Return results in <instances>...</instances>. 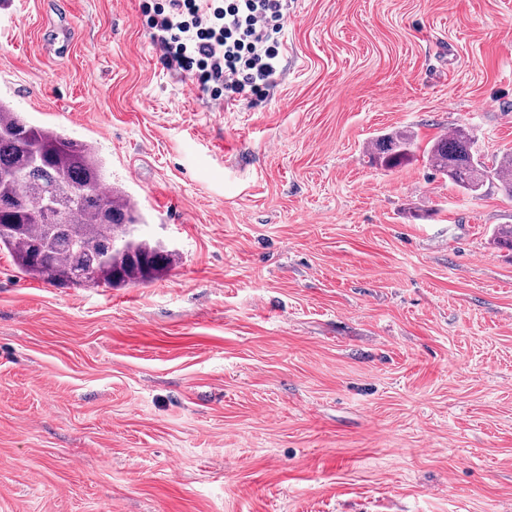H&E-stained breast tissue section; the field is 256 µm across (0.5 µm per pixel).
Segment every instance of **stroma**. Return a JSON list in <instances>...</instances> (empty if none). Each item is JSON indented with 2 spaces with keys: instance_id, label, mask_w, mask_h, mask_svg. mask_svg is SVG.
I'll return each instance as SVG.
<instances>
[{
  "instance_id": "35a3bbf8",
  "label": "stroma",
  "mask_w": 512,
  "mask_h": 512,
  "mask_svg": "<svg viewBox=\"0 0 512 512\" xmlns=\"http://www.w3.org/2000/svg\"><path fill=\"white\" fill-rule=\"evenodd\" d=\"M0 97L179 255L67 288L0 251V512H512V199L424 155L512 150V0H294L275 85L223 109L139 0H0ZM414 148H418L414 135L406 130L395 131L374 138L367 149L368 163L372 167L391 169L409 161Z\"/></svg>"
}]
</instances>
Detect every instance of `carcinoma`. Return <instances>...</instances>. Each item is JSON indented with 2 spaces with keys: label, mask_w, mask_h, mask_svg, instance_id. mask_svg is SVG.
I'll return each instance as SVG.
<instances>
[{
  "label": "carcinoma",
  "mask_w": 512,
  "mask_h": 512,
  "mask_svg": "<svg viewBox=\"0 0 512 512\" xmlns=\"http://www.w3.org/2000/svg\"><path fill=\"white\" fill-rule=\"evenodd\" d=\"M474 136L458 126L435 139L427 159L467 194L497 181L512 198V152L487 165ZM416 148L406 130L370 141L368 163L395 168ZM143 215L107 181L94 145L28 122L0 99V250L20 272L62 287L146 283L176 261V253L138 233Z\"/></svg>",
  "instance_id": "obj_1"
}]
</instances>
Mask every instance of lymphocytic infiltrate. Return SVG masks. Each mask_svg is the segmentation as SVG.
<instances>
[{
    "label": "lymphocytic infiltrate",
    "mask_w": 512,
    "mask_h": 512,
    "mask_svg": "<svg viewBox=\"0 0 512 512\" xmlns=\"http://www.w3.org/2000/svg\"><path fill=\"white\" fill-rule=\"evenodd\" d=\"M292 0H141L140 15L167 69L215 102L263 98L279 70Z\"/></svg>",
    "instance_id": "f902f5d3"
}]
</instances>
